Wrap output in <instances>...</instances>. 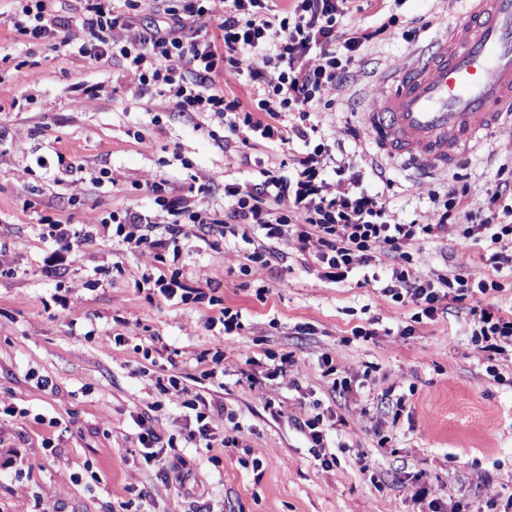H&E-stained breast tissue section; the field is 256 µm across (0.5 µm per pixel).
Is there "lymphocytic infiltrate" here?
Here are the masks:
<instances>
[{"label": "lymphocytic infiltrate", "instance_id": "1", "mask_svg": "<svg viewBox=\"0 0 512 512\" xmlns=\"http://www.w3.org/2000/svg\"><path fill=\"white\" fill-rule=\"evenodd\" d=\"M49 2L18 0L25 18L22 34L34 39L56 37L58 23ZM84 2L78 21L92 30L94 40L81 45L80 54L104 63L117 57L125 61L136 83L135 98L163 86L176 111L222 118L241 145H249L256 137L284 145L297 139L306 143V150L294 155L289 174L264 168L248 184H225V223L256 227L272 242L296 234L324 277L334 282L368 267L374 247L386 245L396 261L384 280L385 292L395 302L413 305L418 316L430 320L443 302L497 288V281L490 277L475 282L458 273L433 280L412 274L407 267L413 240L447 232L458 224L454 191L435 201L432 223L405 224L379 194L364 187L361 178L349 176L352 158L345 155L328 163L323 145H312L306 125L310 113L332 109L338 92L348 85L349 65L343 53L364 54L376 36L375 31L366 30L345 37L341 20L349 0H291L284 8L275 0H229L214 36L205 34L203 26L212 16L209 0H185L182 9L164 10L160 20L145 26L135 16L140 0H126L128 10L121 14L114 13L109 0ZM243 52L255 56L249 70L256 104L252 110L216 85L224 71L238 67ZM174 56L184 60V70L168 67ZM286 112L298 113L300 124L283 125ZM329 171L342 177L341 191L331 190L325 178ZM498 172L500 179L489 194L487 208L477 217L480 232L494 245L512 240V168L503 164ZM151 189L157 194V205L173 217L163 228H156L141 210L129 208L102 219L96 228L53 224L47 234L84 242L98 231L110 230L126 250L159 260L186 237L187 225H195L202 239L217 231L215 221L193 210L186 197L161 195L157 182ZM475 324L476 340L488 348L512 344V316L486 306Z\"/></svg>", "mask_w": 512, "mask_h": 512}]
</instances>
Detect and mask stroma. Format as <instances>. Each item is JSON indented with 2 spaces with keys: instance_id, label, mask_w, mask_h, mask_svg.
Segmentation results:
<instances>
[{
  "instance_id": "stroma-1",
  "label": "stroma",
  "mask_w": 512,
  "mask_h": 512,
  "mask_svg": "<svg viewBox=\"0 0 512 512\" xmlns=\"http://www.w3.org/2000/svg\"><path fill=\"white\" fill-rule=\"evenodd\" d=\"M470 0H352L342 23L360 32L388 16L423 23L417 40L389 28L371 52L385 68L404 64L437 33L453 28ZM16 0H0V393L19 417H0V512H114L144 494L148 512H420L414 499L430 483L443 502L504 512L512 500V346L484 350L471 310L493 303L512 314V263L500 287L451 303L435 319L413 321V308L386 296L381 278L394 263L374 249L376 279L354 273L323 278L296 236L278 242L269 266L243 271L262 244L244 224L228 225L214 245L181 239L176 260L157 264L100 235L71 247L44 239L42 225L96 224L109 213L151 208L152 182L167 179L213 218L224 216L225 183L254 179L259 168L288 171L303 150L258 138L241 145L174 112L167 94L134 99L116 59L100 65L79 54L88 36L62 32L68 46L21 35ZM357 105L316 112L314 143L354 154L364 171L377 154L354 142L365 104L383 95V75L360 62L350 68ZM512 161V124L477 143L445 174L416 175L387 162L383 199L401 222L432 221L435 193L453 189L461 211L485 207L501 161ZM112 179L100 178V170ZM462 225L410 246L412 272L431 278H484L488 240L464 238ZM70 249L54 277L52 252ZM180 270L189 285L216 288L241 312L238 335L208 328L213 311L149 297L144 276ZM267 286L265 297L256 290ZM370 330L367 338L355 328ZM222 351V380L203 379V353ZM289 358L286 374L248 384V359ZM330 355L336 368L320 365ZM176 375L189 394L212 405V448H189L194 426L180 395H163L156 376ZM342 388H333V380ZM148 413L156 432L173 438L160 462L145 463L132 417ZM323 414L322 467L298 422Z\"/></svg>"
}]
</instances>
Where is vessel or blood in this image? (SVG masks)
Returning a JSON list of instances; mask_svg holds the SVG:
<instances>
[{"label": "vessel or blood", "instance_id": "b4317fda", "mask_svg": "<svg viewBox=\"0 0 512 512\" xmlns=\"http://www.w3.org/2000/svg\"><path fill=\"white\" fill-rule=\"evenodd\" d=\"M512 119V0H475L455 29L391 75L365 132L380 152L425 173L455 166L480 136Z\"/></svg>", "mask_w": 512, "mask_h": 512}]
</instances>
